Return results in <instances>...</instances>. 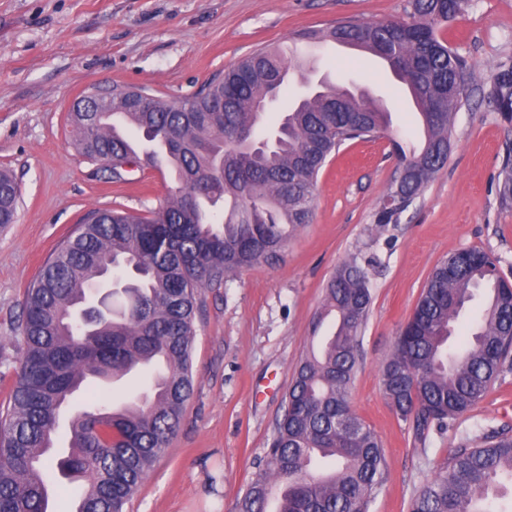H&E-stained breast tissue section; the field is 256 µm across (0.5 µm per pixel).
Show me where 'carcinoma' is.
<instances>
[{
    "label": "carcinoma",
    "mask_w": 512,
    "mask_h": 512,
    "mask_svg": "<svg viewBox=\"0 0 512 512\" xmlns=\"http://www.w3.org/2000/svg\"><path fill=\"white\" fill-rule=\"evenodd\" d=\"M467 0H411L407 18L348 20L306 42L364 46L416 95L424 142L391 130L388 114L348 89L320 84L300 99L285 83L291 59L264 46L197 94L167 99L114 85L110 100L89 111L88 97L69 113L75 145L112 164L154 166L164 151L178 185L157 210L130 214L94 209L61 240L25 290L18 330L23 357L7 406L0 411V512H48L45 460L78 485L73 512H125L164 453L194 388L192 348L198 291L229 274L277 263L292 233L309 222L313 193L329 157L351 141L387 138L398 176L380 201L375 223L398 224L448 162L453 112L470 95L465 62L438 35ZM489 97L512 123V61L497 66ZM282 114L270 141L256 150L264 112ZM500 202L512 205V150L498 172ZM21 191L0 171V226L12 224ZM374 261L354 255L329 280L324 319L332 336L309 347L295 369L264 468L239 499L237 512H268L270 489L286 486L278 512H368L382 485L385 460L369 425L350 407L361 365L360 338L371 303ZM112 274L123 286L91 325L77 312ZM482 296L479 321L464 345L448 344L455 321ZM512 369V283L493 254L469 248L438 266L382 367L383 393L419 442L481 402ZM131 373L148 387L112 405L108 385ZM81 391L95 403L70 420L68 447H55L63 409ZM512 481V434L492 429L449 458L423 485L411 512H489L502 478Z\"/></svg>",
    "instance_id": "cac0c4a2"
}]
</instances>
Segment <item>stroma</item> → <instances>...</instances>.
Segmentation results:
<instances>
[{
    "label": "stroma",
    "instance_id": "obj_1",
    "mask_svg": "<svg viewBox=\"0 0 512 512\" xmlns=\"http://www.w3.org/2000/svg\"><path fill=\"white\" fill-rule=\"evenodd\" d=\"M410 0H0V169L17 179L14 224L0 229V405L23 354L24 291L61 238L90 210L146 213L173 184L151 168L113 182L112 169L74 147L73 102L94 86L134 85L168 98L200 91L214 75L265 45L342 21L403 18ZM442 35L474 75L457 110L447 166L400 223L375 213L397 167L388 139L349 142L322 169L309 224L275 265L238 271L198 294L194 392L164 455L125 512H236L259 472L294 368L336 267L374 257L372 304L350 405L379 438L385 478L369 512H408L424 483L482 432L512 428V371L442 433L416 442L385 399L380 370L434 269L480 248L512 280V208L497 175L512 124L488 95L498 64L512 60V0H469ZM316 75L369 90L393 128L419 137L406 85L369 53L324 43Z\"/></svg>",
    "mask_w": 512,
    "mask_h": 512
}]
</instances>
